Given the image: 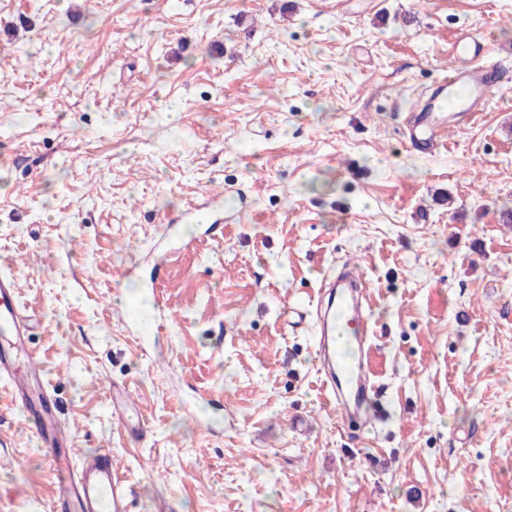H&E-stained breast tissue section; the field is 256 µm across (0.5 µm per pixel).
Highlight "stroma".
Instances as JSON below:
<instances>
[{
	"label": "stroma",
	"mask_w": 512,
	"mask_h": 512,
	"mask_svg": "<svg viewBox=\"0 0 512 512\" xmlns=\"http://www.w3.org/2000/svg\"><path fill=\"white\" fill-rule=\"evenodd\" d=\"M465 30L512 53V0H0V268L135 512H512V89L435 155L404 140ZM347 260L385 408L364 430L287 325ZM126 292L172 313L146 346ZM57 493L0 385V512ZM112 391V409L113 413L119 422L125 427L127 431L133 434L146 433V427L138 416L130 418V394L127 388L112 384L110 386Z\"/></svg>",
	"instance_id": "obj_1"
}]
</instances>
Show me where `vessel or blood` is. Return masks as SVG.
<instances>
[{
    "instance_id": "vessel-or-blood-1",
    "label": "vessel or blood",
    "mask_w": 512,
    "mask_h": 512,
    "mask_svg": "<svg viewBox=\"0 0 512 512\" xmlns=\"http://www.w3.org/2000/svg\"><path fill=\"white\" fill-rule=\"evenodd\" d=\"M451 53L456 67L431 87L404 129L410 148L422 153L436 152L447 128L462 129L474 124L486 111L492 92L502 90L507 81L502 59L470 33L456 37ZM364 285L361 271L354 267L341 278L322 280L319 289L320 298L326 301L318 314L317 355L323 365L322 386L329 402L347 412L364 411L371 386L365 362H358L350 387H343L337 374L336 294ZM18 286L16 274L0 272V383L6 385L13 402L33 417L31 429L48 453L58 480L51 512H133V493L114 472L111 452L100 450L75 460L70 435L55 418L54 397L44 383L45 370L29 345L33 317L17 302ZM348 326L359 354H367L370 329L366 312L357 310ZM20 359L25 360V368L17 367ZM111 391L118 421L130 433H145L144 423L130 413L128 389L115 385Z\"/></svg>"
}]
</instances>
